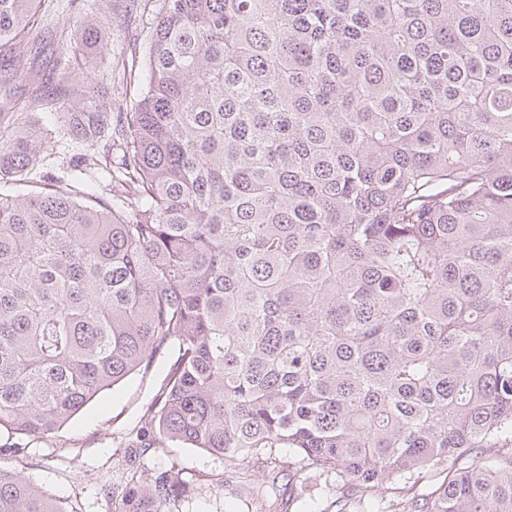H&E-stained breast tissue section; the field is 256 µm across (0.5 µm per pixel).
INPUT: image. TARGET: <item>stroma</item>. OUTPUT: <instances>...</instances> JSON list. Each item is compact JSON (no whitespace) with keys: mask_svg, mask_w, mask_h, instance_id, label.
<instances>
[{"mask_svg":"<svg viewBox=\"0 0 512 512\" xmlns=\"http://www.w3.org/2000/svg\"><path fill=\"white\" fill-rule=\"evenodd\" d=\"M81 8L80 0H75L69 11L41 15L26 32L24 51L0 68V74L10 78L9 85L0 84V93L10 87L26 101L41 82L50 79L66 85L81 79V71L52 68L31 53L32 47L48 42L56 28L78 20ZM157 9L156 0H102V17L114 21L112 41L107 50H93L92 58L97 61L109 54L134 66L125 79L106 84L104 92L113 99L131 101L139 91L141 71L135 63L143 56L146 39L139 36L138 30L151 21ZM164 376V366L159 363L149 374L130 376L114 390L97 396L54 437L29 446L21 465L23 473L75 512H112L111 500L105 499L99 489L120 481L142 409L159 389ZM141 462L148 468L179 464L191 487L177 505L179 512L256 510L248 491L239 482H222L223 461L203 450L170 447L146 454ZM272 508L274 512H336L333 480L313 477L300 497L291 495L288 488L278 487Z\"/></svg>","mask_w":512,"mask_h":512,"instance_id":"1","label":"stroma"}]
</instances>
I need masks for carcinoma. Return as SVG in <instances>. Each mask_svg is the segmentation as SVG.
<instances>
[{"label": "carcinoma", "instance_id": "cac0c4a2", "mask_svg": "<svg viewBox=\"0 0 512 512\" xmlns=\"http://www.w3.org/2000/svg\"><path fill=\"white\" fill-rule=\"evenodd\" d=\"M54 2L0 0L1 57ZM98 2L59 37L86 84L0 111V512H70L4 456L159 357L135 454L257 467L258 512L280 448L349 496L445 475L393 512H512V0H159L116 112ZM56 134L85 152L46 182Z\"/></svg>", "mask_w": 512, "mask_h": 512}]
</instances>
